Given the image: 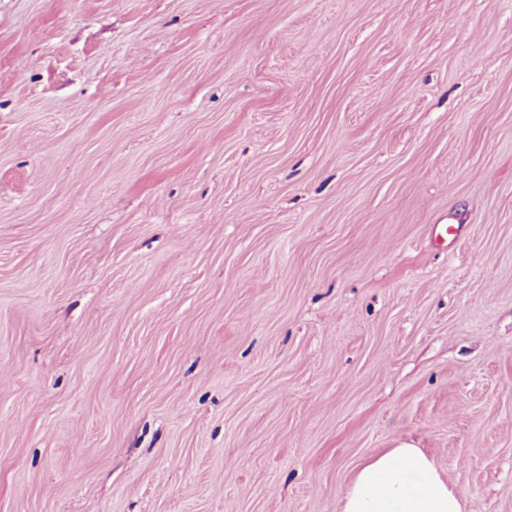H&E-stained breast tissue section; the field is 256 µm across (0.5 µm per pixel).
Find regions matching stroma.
I'll return each instance as SVG.
<instances>
[{"instance_id": "obj_1", "label": "stroma", "mask_w": 512, "mask_h": 512, "mask_svg": "<svg viewBox=\"0 0 512 512\" xmlns=\"http://www.w3.org/2000/svg\"><path fill=\"white\" fill-rule=\"evenodd\" d=\"M401 442L512 512V0H0V512Z\"/></svg>"}]
</instances>
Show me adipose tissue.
Segmentation results:
<instances>
[{
	"instance_id": "obj_1",
	"label": "adipose tissue",
	"mask_w": 512,
	"mask_h": 512,
	"mask_svg": "<svg viewBox=\"0 0 512 512\" xmlns=\"http://www.w3.org/2000/svg\"><path fill=\"white\" fill-rule=\"evenodd\" d=\"M339 512H463V502L422 449L402 442L360 465Z\"/></svg>"
}]
</instances>
